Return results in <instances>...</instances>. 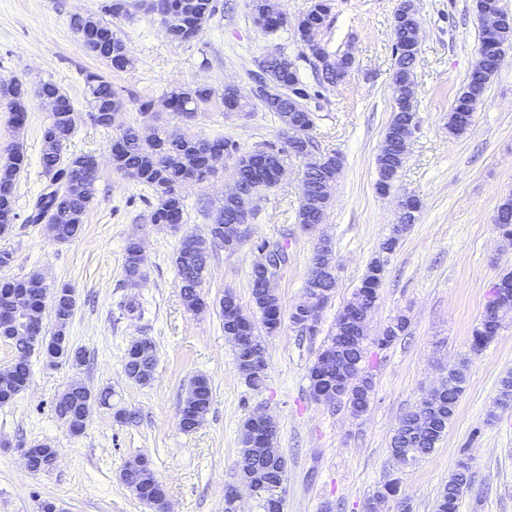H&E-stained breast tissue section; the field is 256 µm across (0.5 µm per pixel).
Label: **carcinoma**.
<instances>
[{
  "label": "carcinoma",
  "instance_id": "1",
  "mask_svg": "<svg viewBox=\"0 0 512 512\" xmlns=\"http://www.w3.org/2000/svg\"><path fill=\"white\" fill-rule=\"evenodd\" d=\"M111 0H103L100 14L73 18V26L80 35L83 47L100 60L112 65L113 57L118 54L129 55L130 51L124 39L112 29V20L118 15L109 8ZM475 11L495 12L509 18L501 0H475ZM215 12L214 0H161L159 13L154 15L164 33L171 42L189 43L193 36L189 33L196 23H204ZM329 12L327 0H313L309 10L303 15L304 25L317 33L323 27ZM254 25H263L267 31H275L282 27L281 14L275 0H262L251 5ZM412 21L403 17H394L392 24V51L394 66L390 85L394 101L393 115L386 127L383 141L377 155L378 180L377 189L385 194L405 164L403 144L399 139L401 127L411 117L402 102L410 92L409 75L419 54L420 44L412 36ZM298 44L296 55L289 56L280 51L276 56L267 55L258 61L269 74L283 84L298 85L303 95L309 99L319 96V88L323 84H336L347 79L348 69L336 71L324 69L317 75L316 83L307 82L297 65V61L305 60L309 54V46L300 39L299 30H294ZM512 44V25L504 28L495 36L485 31L479 32L478 55L467 81L455 97L453 107L448 113V133L459 137L467 132L473 123L477 104L484 98L491 77L496 73V50L502 42ZM93 112H110L121 107V101L112 88V83L104 76L89 73L85 76ZM27 90L17 80L0 82V98L7 102L11 112L10 122L15 129H20L25 122L27 106L22 104L23 95ZM38 94L55 96L62 100L61 109L55 113L52 122L73 133L76 113L68 95L52 81L41 83ZM219 100L226 106L231 94L218 93L205 84H183L172 88L165 94L168 109L182 118L188 114L197 116L205 111L213 100ZM258 102L267 112L284 120L292 111V103L282 99L277 103H269L260 98ZM112 155L116 158L115 169L128 177L152 188L155 203L151 215L152 223L164 224L171 229H178L183 223L185 200L183 188L186 184L197 180V177L208 170L205 162L206 153L224 151L228 156L239 154L236 141L224 137L195 139L177 131H163L154 139L141 135L139 128L127 126L112 137ZM248 161L236 170L237 181L241 192L246 194L258 190L265 191L276 184L275 174L266 163V157L255 150L246 153ZM90 154L69 153L62 156L53 152L49 145H43L41 165L48 176V183L37 195L27 222L31 224L45 223L50 237L59 242H67L76 238L82 230L83 218L92 208L96 199V174L89 164ZM24 163V155L19 148H14L0 163V207L6 205L15 211V182L17 174ZM342 167L341 159L335 154L323 155L322 167L308 174L302 184V200L297 211V223L321 224L324 222L330 204L323 209H314L309 200L318 198L325 200L323 188L326 181L336 179V169ZM400 219L402 224L395 225L392 233L382 243L381 250L392 251L398 245L403 234L415 223V213L420 203L413 197L400 202ZM237 206L224 201L216 209L214 223L231 224L236 219ZM495 229L506 238L512 237V197L505 198L498 206L495 218ZM224 244V237L212 236L201 239L196 245H190L188 238H183L174 256V264L180 279L181 297L184 306L193 310L202 299L201 287L203 275L209 259V245ZM124 275L127 280L144 277L140 268V257L136 242L131 241L126 247ZM383 277V264L376 259L370 263L361 286L354 293L352 300L361 299L364 308L373 310L378 299V290ZM262 273L252 271L250 275L251 295L256 319L252 320V336L255 345L263 346L262 335L268 336L277 332L282 319L271 311L270 296L261 285ZM492 294L499 297L501 316L498 322L481 319L475 324L471 334V348L480 351L486 348L497 337L502 321L512 315V271L503 273ZM11 288H23L27 291L33 309L32 315L38 322L43 321L44 309L40 305L43 285L39 274L33 273L21 279H0V298ZM324 291L317 295L311 288H306L305 297L316 300V303L327 305L335 291L336 280L324 283ZM76 306L73 295L63 294L52 304L55 329L51 336L44 337L48 344L66 337V327ZM360 316L351 312L350 305H345L336 316L335 332L327 337L318 352L317 368L309 369V386L324 387L336 382L337 379L347 380V390L336 399V403L345 404L355 416H362L369 411L374 393L373 376L366 368L368 341L367 327L358 323ZM409 318L399 314L384 329L375 343L388 346L403 336L408 329ZM18 363L13 367L11 380L1 384L0 394H5V402L19 396L24 385L30 383V355L18 354ZM158 362L157 348L153 340L148 339L136 352H126L124 356V372L128 379L147 384L153 377ZM466 384V362L448 371L430 395L422 399L412 410L400 420L390 441L392 456L405 455L407 462L414 463L429 455L447 432L448 424L454 416L456 407L464 392ZM212 401V390L209 380L197 376L190 382L182 406L189 407L180 421L185 432L197 429L204 422ZM55 413L64 421L74 435L81 434L89 419L86 406V386L73 384L64 389L56 398ZM249 420H244L241 428L242 448L238 461V474H253L260 480L257 500L262 512H276L275 498L285 493L278 487L279 475L287 467L285 459L267 454L264 448L250 441ZM124 485L144 504L149 505L165 496L163 485L157 480L153 470L138 466L134 460L127 462L122 471ZM471 479L470 465L461 460L454 473L448 479L436 501L435 512H457L462 483Z\"/></svg>",
  "mask_w": 512,
  "mask_h": 512
}]
</instances>
